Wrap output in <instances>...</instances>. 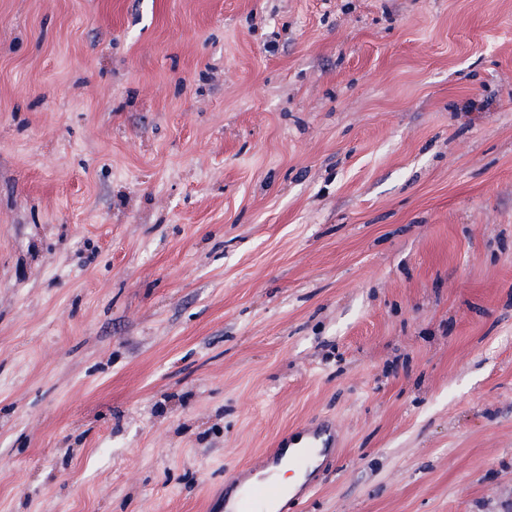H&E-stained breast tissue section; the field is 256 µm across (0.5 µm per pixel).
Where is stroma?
I'll use <instances>...</instances> for the list:
<instances>
[{
    "label": "stroma",
    "instance_id": "obj_1",
    "mask_svg": "<svg viewBox=\"0 0 512 512\" xmlns=\"http://www.w3.org/2000/svg\"><path fill=\"white\" fill-rule=\"evenodd\" d=\"M512 512V0H0V512ZM281 496L282 491L273 480H269L248 488L231 506L224 496V510L226 512H277V502Z\"/></svg>",
    "mask_w": 512,
    "mask_h": 512
}]
</instances>
